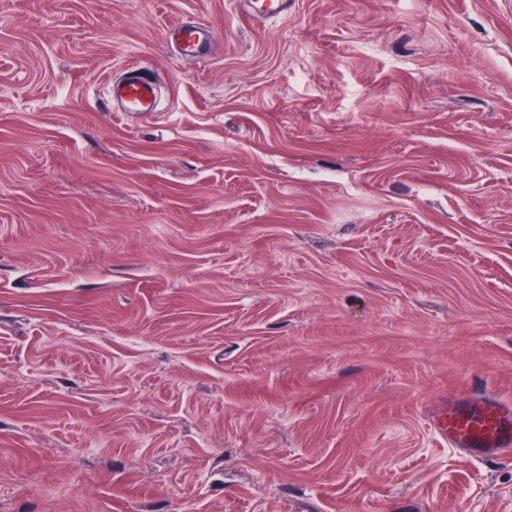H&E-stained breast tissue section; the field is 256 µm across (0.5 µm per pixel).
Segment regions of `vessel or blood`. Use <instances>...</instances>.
<instances>
[{
	"label": "vessel or blood",
	"mask_w": 512,
	"mask_h": 512,
	"mask_svg": "<svg viewBox=\"0 0 512 512\" xmlns=\"http://www.w3.org/2000/svg\"><path fill=\"white\" fill-rule=\"evenodd\" d=\"M242 15L265 22L285 16L294 0H237ZM178 55L197 57L213 42L211 29L186 18L169 35ZM110 94L116 112L157 111L160 81L155 71L132 65L113 80ZM436 437L471 458L500 459L512 456V403L488 394L452 397L431 419Z\"/></svg>",
	"instance_id": "obj_1"
}]
</instances>
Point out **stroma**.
<instances>
[{
  "mask_svg": "<svg viewBox=\"0 0 512 512\" xmlns=\"http://www.w3.org/2000/svg\"><path fill=\"white\" fill-rule=\"evenodd\" d=\"M471 391L512 401V0H0V512H512L429 427ZM242 15L266 22L268 20L288 15L293 9V0H237ZM170 43L181 56L198 57L207 52L214 42V32L196 22L185 18L177 24L168 36ZM112 109L116 112H156L159 105L160 81L155 71L139 65L126 68L112 80Z\"/></svg>",
  "mask_w": 512,
  "mask_h": 512,
  "instance_id": "obj_1",
  "label": "stroma"
}]
</instances>
